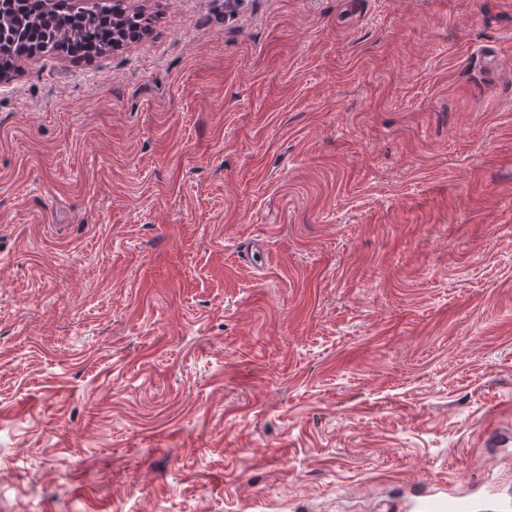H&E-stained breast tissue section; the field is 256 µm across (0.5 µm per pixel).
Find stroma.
Here are the masks:
<instances>
[{"label":"stroma","instance_id":"obj_1","mask_svg":"<svg viewBox=\"0 0 512 512\" xmlns=\"http://www.w3.org/2000/svg\"><path fill=\"white\" fill-rule=\"evenodd\" d=\"M124 7L0 84V512L512 503V0Z\"/></svg>","mask_w":512,"mask_h":512}]
</instances>
